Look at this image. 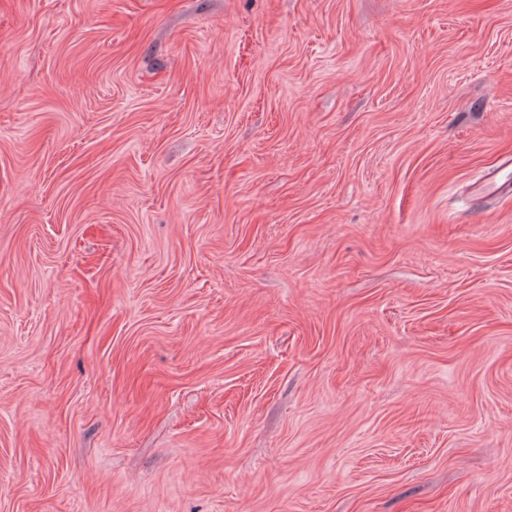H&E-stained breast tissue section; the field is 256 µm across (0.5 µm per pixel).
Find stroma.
Here are the masks:
<instances>
[{
  "mask_svg": "<svg viewBox=\"0 0 512 512\" xmlns=\"http://www.w3.org/2000/svg\"><path fill=\"white\" fill-rule=\"evenodd\" d=\"M512 0H0V512H512ZM508 167L511 168L510 160L509 162H504L501 167L493 169L485 174L477 187L478 194L485 199H491L512 188V182H510L508 176L505 175L508 170H511H505Z\"/></svg>",
  "mask_w": 512,
  "mask_h": 512,
  "instance_id": "obj_1",
  "label": "stroma"
}]
</instances>
